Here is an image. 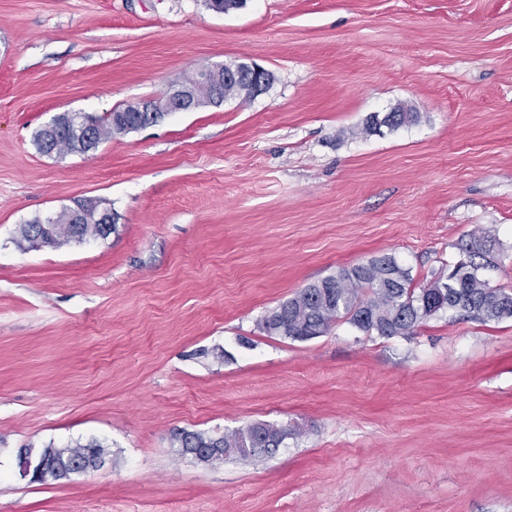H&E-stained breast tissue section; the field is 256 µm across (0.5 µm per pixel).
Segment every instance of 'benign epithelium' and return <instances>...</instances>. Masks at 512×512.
<instances>
[{"label":"benign epithelium","instance_id":"obj_1","mask_svg":"<svg viewBox=\"0 0 512 512\" xmlns=\"http://www.w3.org/2000/svg\"><path fill=\"white\" fill-rule=\"evenodd\" d=\"M247 71L252 73L256 82L252 89H262L265 79L260 76V73L263 72V69L255 65L243 66L224 63L213 68H205L198 72L196 79L172 85L164 96L137 102L131 108V111L138 114L137 121L132 124L122 123L118 129L122 133L133 127L143 129L149 126L153 118L160 113L166 116L175 112H191L199 107L198 98L202 89L210 93V102L221 104L224 102V83L241 80ZM46 128L50 133V141L53 143L67 138L75 141L78 147L86 153L99 146L96 140L95 121L89 113H59L46 124Z\"/></svg>","mask_w":512,"mask_h":512}]
</instances>
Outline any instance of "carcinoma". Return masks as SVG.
Returning <instances> with one entry per match:
<instances>
[{
	"label": "carcinoma",
	"instance_id": "cac0c4a2",
	"mask_svg": "<svg viewBox=\"0 0 512 512\" xmlns=\"http://www.w3.org/2000/svg\"><path fill=\"white\" fill-rule=\"evenodd\" d=\"M121 116L123 113L115 109L97 117L98 134L105 140L119 136L112 122ZM387 116L388 122L382 125L379 115L369 116L362 133H374L383 125L394 130L417 119L416 113L403 107ZM66 212L67 209H62L54 224H43L36 217L21 225L20 239L38 248L58 244L62 236L79 242L105 239L115 230V225L99 223L92 213L82 224H65ZM464 251L466 258L458 261L448 273L441 272L419 287L414 286L410 271L393 256L374 257L365 263L341 268L279 303L261 319V328L269 336L307 340L322 335L344 319L366 334L392 337L412 335L422 321L447 309L480 322L512 319V292L490 286L480 273L493 261L489 237L473 239L465 245ZM286 436V426L255 423L217 438L182 431L176 434L175 440L183 454L192 455L203 448H236L251 442L255 454L271 456ZM104 452L106 448L93 441L73 447L48 445L37 450L31 447L18 450L20 455L32 456L37 464L49 462L59 473L77 463L98 468L104 464L101 460Z\"/></svg>",
	"mask_w": 512,
	"mask_h": 512
}]
</instances>
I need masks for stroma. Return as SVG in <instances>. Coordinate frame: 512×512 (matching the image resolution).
Returning a JSON list of instances; mask_svg holds the SVG:
<instances>
[{
  "label": "stroma",
  "instance_id": "35a3bbf8",
  "mask_svg": "<svg viewBox=\"0 0 512 512\" xmlns=\"http://www.w3.org/2000/svg\"><path fill=\"white\" fill-rule=\"evenodd\" d=\"M234 60L270 85L84 155L32 141ZM397 106L417 121L361 134ZM81 200L116 232L20 243ZM480 230L512 289V0H0V512H512V319L258 327L383 254L425 284ZM256 422L289 427L275 456L173 442ZM91 441L102 468H16Z\"/></svg>",
  "mask_w": 512,
  "mask_h": 512
}]
</instances>
